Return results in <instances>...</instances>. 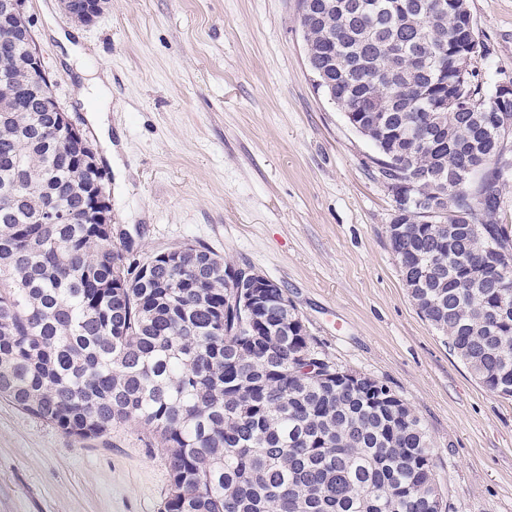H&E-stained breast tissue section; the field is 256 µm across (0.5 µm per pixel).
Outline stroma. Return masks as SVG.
Segmentation results:
<instances>
[{
    "label": "stroma",
    "instance_id": "35a3bbf8",
    "mask_svg": "<svg viewBox=\"0 0 512 512\" xmlns=\"http://www.w3.org/2000/svg\"><path fill=\"white\" fill-rule=\"evenodd\" d=\"M487 88L512 80V0H467ZM26 11L56 97L95 149L98 107L59 34L107 70L123 148L101 161L138 258L200 243L276 282L319 356L388 385L421 420L447 512H512V400L483 388L425 322L386 236L394 201L372 145L315 85L297 0H112L90 25ZM169 475L128 423L78 441L0 400V512H160Z\"/></svg>",
    "mask_w": 512,
    "mask_h": 512
}]
</instances>
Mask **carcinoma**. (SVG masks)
<instances>
[{
	"label": "carcinoma",
	"instance_id": "1",
	"mask_svg": "<svg viewBox=\"0 0 512 512\" xmlns=\"http://www.w3.org/2000/svg\"><path fill=\"white\" fill-rule=\"evenodd\" d=\"M441 0H314L310 65L327 72L350 122L372 126V163L414 137L409 109L437 102L446 75L408 63L458 36ZM20 42L16 79L29 76ZM472 110L444 116L434 150L412 165L446 185L422 195L442 224L413 205L386 234L417 312L477 382L512 398V265L479 269L512 251L497 184L512 163L505 131L482 125L491 106L474 70L453 76ZM376 111H367L368 107ZM0 85V399L81 441L108 442L134 422L163 449L170 488L161 512H442L430 438L401 397L378 383L352 388L302 371L312 348L302 319L266 292L250 327L224 314L228 262L186 242L146 261L86 210L89 168L57 136L56 112H11ZM479 169L481 219L453 186ZM52 198L67 219L42 224Z\"/></svg>",
	"mask_w": 512,
	"mask_h": 512
}]
</instances>
